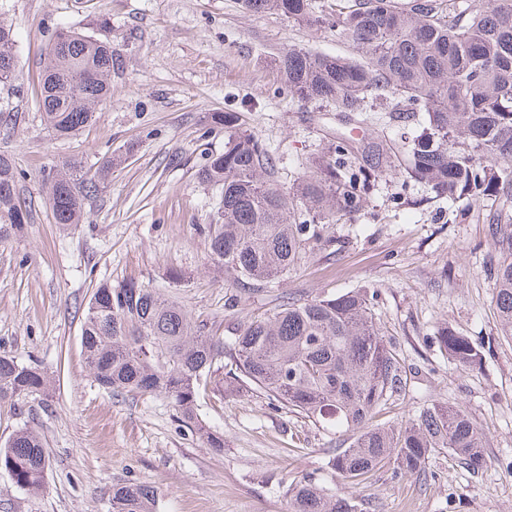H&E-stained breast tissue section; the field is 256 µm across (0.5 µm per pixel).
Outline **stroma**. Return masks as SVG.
<instances>
[{"label": "stroma", "mask_w": 512, "mask_h": 512, "mask_svg": "<svg viewBox=\"0 0 512 512\" xmlns=\"http://www.w3.org/2000/svg\"><path fill=\"white\" fill-rule=\"evenodd\" d=\"M0 12L14 26L16 56L13 82L0 85V153L20 172L29 205L24 233L0 240V355L36 362L51 379L46 396L0 407V443L33 427L51 462L38 496L0 470V512H112L120 484L154 487L157 512H290L294 479L338 488L328 464L335 437L272 407L264 393L201 397L200 415L224 435L215 452L163 395L100 388L85 366L84 313L97 285L129 280L216 336L285 297L367 289L407 375L377 422L406 421L435 402L457 405L487 446L479 468L443 454L426 478H398L387 466L348 496L363 512H512V343L500 334L487 271L499 202L460 216L426 187L384 177L360 213L334 226L332 249L268 288L241 293L209 265L199 229L220 197L198 171L227 138L213 116L234 113L267 149L270 180L291 188L328 149L337 121L291 99L275 60L291 47L345 52L334 32L247 11L242 0H0ZM59 27L111 42L113 57L110 98L67 139L48 131L36 101L40 62ZM109 156L122 162L86 200L83 223L55 224L49 171L72 158L93 170ZM174 271L184 280L173 281ZM444 322L481 347L480 368L459 366L434 344Z\"/></svg>", "instance_id": "stroma-1"}]
</instances>
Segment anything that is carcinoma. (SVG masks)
<instances>
[{
  "label": "carcinoma",
  "mask_w": 512,
  "mask_h": 512,
  "mask_svg": "<svg viewBox=\"0 0 512 512\" xmlns=\"http://www.w3.org/2000/svg\"><path fill=\"white\" fill-rule=\"evenodd\" d=\"M273 13L336 29L343 54L290 48L276 69L297 102L329 106L342 119L368 120L382 101L389 120L416 121L413 134H380L364 142L336 136L328 151L284 191L265 177L269 155L234 118L224 152L199 170L220 191L215 222L201 228L208 257L243 293L262 290L333 243L331 229L359 213L378 181L398 175L451 204L489 196L512 199V0H243ZM12 24L0 18V83L15 76ZM112 46L80 33H53L37 93L46 125L60 139L77 134L110 94ZM112 159L91 172L75 160L46 179L57 224H80L88 197L108 179ZM19 173L0 154V240L22 232L28 205L17 191ZM298 217H292L294 206ZM495 303L502 336L512 340V219L488 226ZM440 350L474 369L482 353L445 325ZM86 366L112 392L158 393L173 404L183 426L219 451L224 435L201 419L200 397L214 368L222 388L262 391L272 405L301 414L340 436L346 448L329 460L341 484L356 487L384 465L402 478L426 475L443 453L466 466L486 440L461 407L431 404L399 425L378 426L380 409L405 385L396 353L375 321L372 298L352 290L334 296L289 298L272 313L242 320L232 336L194 327L186 311L136 281L102 283L89 302L81 333ZM46 371L0 356V405L45 391ZM49 456L39 433L21 428L0 446V469L15 487L46 488ZM292 512H359L341 492L303 476L287 489ZM157 495L143 484L113 489L112 512H156Z\"/></svg>",
  "instance_id": "1"
}]
</instances>
